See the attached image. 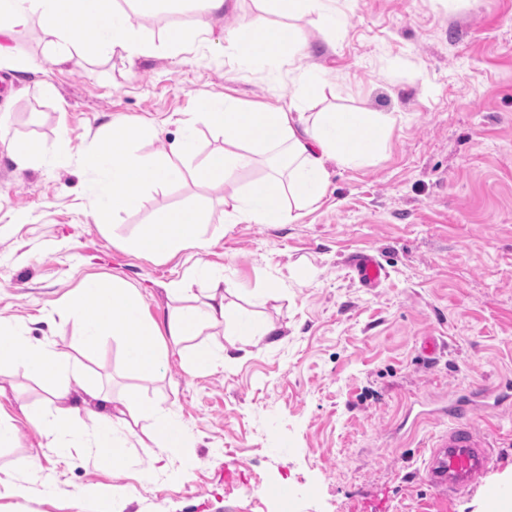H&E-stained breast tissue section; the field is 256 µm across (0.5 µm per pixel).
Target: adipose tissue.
<instances>
[{
  "mask_svg": "<svg viewBox=\"0 0 512 512\" xmlns=\"http://www.w3.org/2000/svg\"><path fill=\"white\" fill-rule=\"evenodd\" d=\"M257 13L244 23L247 39L229 35L236 47L238 68L262 63L276 68L284 57L302 55L305 45L296 37L273 35L266 15L272 11L317 15L320 27L331 38H339L342 20L325 6V0H259ZM45 23L52 59L66 62L77 50L76 32L94 30V50L102 55L133 57L150 51L115 0H0V69L22 70L26 64L11 49L14 32L32 19ZM311 79H304L287 107H249L231 96L209 99L196 119L181 121L175 146L160 160L140 157L134 148L137 126L123 124L119 132L92 156L89 164L97 178L89 193L100 209L123 210L137 197L132 186L159 184L181 178L186 158L192 154L198 123H206L224 134V152L195 170V177L227 182L252 168L258 156L275 153L288 160L286 178L271 176L244 192L224 199V221L228 224H291L304 209L319 206L329 185V164L353 167L385 151L383 136L394 117L389 112H318ZM139 245L159 254L181 249H201L206 241L200 230V214L192 207H175L144 225ZM203 280L209 285L202 307L174 309L165 326H158L145 313L142 297L122 278L94 280L80 293L70 296L67 308L80 326L79 343L85 354H93L108 338L124 342L130 370L147 378L166 357L167 343H181L208 327L221 326L238 336H268L272 325L236 312L228 296L231 289L222 274L201 264L192 265L182 283L170 288L178 298L187 283ZM20 365L52 388L50 413L29 415L48 447L60 456L81 445L110 447L113 459L123 455L124 440L134 426L150 431L153 443L176 429L173 414L162 406L130 391L113 400L112 410L102 413L92 404L102 401L97 385L87 383L80 362L48 342H34L10 334L0 324V366Z\"/></svg>",
  "mask_w": 512,
  "mask_h": 512,
  "instance_id": "ef3b65f1",
  "label": "adipose tissue"
}]
</instances>
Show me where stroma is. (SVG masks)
<instances>
[{
	"mask_svg": "<svg viewBox=\"0 0 512 512\" xmlns=\"http://www.w3.org/2000/svg\"><path fill=\"white\" fill-rule=\"evenodd\" d=\"M344 20L329 47L316 16L271 12L280 35L304 38L302 56L276 70H240L224 40L256 0L210 16L190 7L131 11L154 52L104 57L79 41L73 60L51 61L35 19L12 46L37 68L0 71V317L16 332L78 355L79 327L62 308L88 278L119 276L138 288L148 316L165 324L168 286L194 261L240 288L237 308L275 325L273 336L206 328L170 347L154 380L108 339L86 365L103 393L138 391L171 410L169 447L131 439L120 463L90 448L60 459L26 412L49 394L24 367L0 373V414L15 427L0 446V512H277L279 489L309 484L305 512H492L486 489L512 493V406L477 426L494 444L482 478L453 500L423 476L426 446L448 427L438 408L471 386L512 379V0H331ZM205 40L165 51L182 29ZM316 75L321 111L389 112L387 148L355 167L331 166L319 207L293 224H228L224 198L267 176L264 164L227 183L193 169L224 149L199 125L182 178L140 191L134 207L97 208L87 161L116 121L140 128L137 153L169 154L180 120L214 96L287 107L301 72ZM41 143L50 161L17 172L5 144ZM178 205L199 207L208 244L159 255L134 246L143 225ZM120 232L122 242L112 240ZM385 270L362 287L352 255ZM435 338L434 356L422 351ZM223 349V367L193 350ZM128 486L130 499L112 488Z\"/></svg>",
	"mask_w": 512,
	"mask_h": 512,
	"instance_id": "stroma-1",
	"label": "stroma"
}]
</instances>
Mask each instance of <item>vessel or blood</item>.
I'll list each match as a JSON object with an SVG mask.
<instances>
[{"mask_svg": "<svg viewBox=\"0 0 512 512\" xmlns=\"http://www.w3.org/2000/svg\"><path fill=\"white\" fill-rule=\"evenodd\" d=\"M351 266L363 286L374 288L380 284L383 267L374 255L357 254ZM487 397L492 398L496 409L512 404V382L476 387L468 398L449 400L443 409L448 428L430 443L423 465L428 483L444 499H453L477 483L489 468L492 445L475 425L476 402Z\"/></svg>", "mask_w": 512, "mask_h": 512, "instance_id": "b4317fda", "label": "vessel or blood"}]
</instances>
